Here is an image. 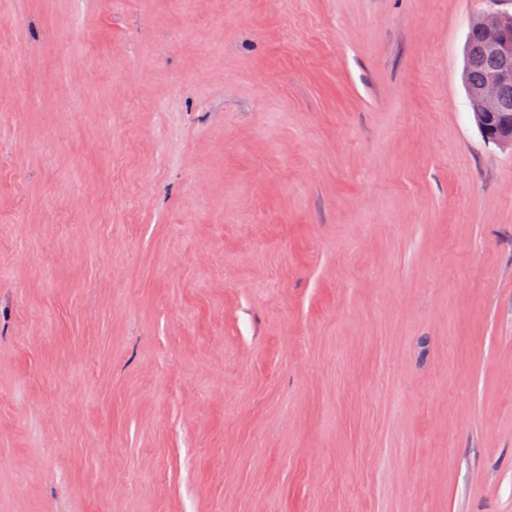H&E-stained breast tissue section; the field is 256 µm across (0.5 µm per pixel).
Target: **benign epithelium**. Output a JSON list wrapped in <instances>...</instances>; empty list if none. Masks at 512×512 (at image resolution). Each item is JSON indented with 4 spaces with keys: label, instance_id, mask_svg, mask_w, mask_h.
Listing matches in <instances>:
<instances>
[{
    "label": "benign epithelium",
    "instance_id": "obj_1",
    "mask_svg": "<svg viewBox=\"0 0 512 512\" xmlns=\"http://www.w3.org/2000/svg\"><path fill=\"white\" fill-rule=\"evenodd\" d=\"M502 0H482L475 18L482 29L488 64L482 81L467 86L469 106L482 138L512 147V113L499 111L502 92L512 87V15L499 9Z\"/></svg>",
    "mask_w": 512,
    "mask_h": 512
}]
</instances>
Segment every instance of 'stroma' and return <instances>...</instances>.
<instances>
[{
	"mask_svg": "<svg viewBox=\"0 0 512 512\" xmlns=\"http://www.w3.org/2000/svg\"><path fill=\"white\" fill-rule=\"evenodd\" d=\"M481 8L0 0V512H512Z\"/></svg>",
	"mask_w": 512,
	"mask_h": 512,
	"instance_id": "1",
	"label": "stroma"
}]
</instances>
